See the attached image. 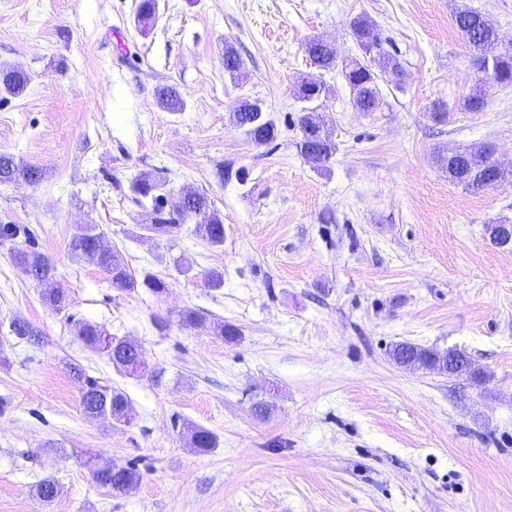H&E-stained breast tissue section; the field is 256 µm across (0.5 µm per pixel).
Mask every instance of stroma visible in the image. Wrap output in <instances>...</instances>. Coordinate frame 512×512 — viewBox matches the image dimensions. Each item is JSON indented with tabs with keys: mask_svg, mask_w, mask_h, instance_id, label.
<instances>
[{
	"mask_svg": "<svg viewBox=\"0 0 512 512\" xmlns=\"http://www.w3.org/2000/svg\"><path fill=\"white\" fill-rule=\"evenodd\" d=\"M138 2L0 0V66L30 76L0 99V153L43 172L0 186V222L34 230L72 298L54 308L0 245V512H512V250L486 232L512 223V183L473 194L435 160L486 144L512 160V88L463 109L478 75L454 24L456 8L478 10L512 50V0H158L145 36ZM359 14L404 67L375 112L305 52L317 36L358 55ZM316 74L336 144L324 170L296 148L295 87ZM163 85L181 111L158 106ZM246 99L275 122L271 143L236 125ZM143 172L167 201L206 193L223 245L190 221L172 238L148 232L131 191ZM82 224L166 292L112 287L71 248ZM211 270L222 288L204 283ZM186 308L206 323L183 327ZM79 321L140 344L145 372L86 348ZM218 322L238 336H215ZM399 342L461 349L483 376L397 365ZM75 365L126 393L130 423L85 416ZM192 426L214 448H190ZM132 460L127 494L94 482L91 465ZM48 476L60 492L45 501L34 485Z\"/></svg>",
	"mask_w": 512,
	"mask_h": 512,
	"instance_id": "obj_1",
	"label": "stroma"
}]
</instances>
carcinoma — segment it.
Masks as SVG:
<instances>
[{
    "instance_id": "1",
    "label": "carcinoma",
    "mask_w": 512,
    "mask_h": 512,
    "mask_svg": "<svg viewBox=\"0 0 512 512\" xmlns=\"http://www.w3.org/2000/svg\"><path fill=\"white\" fill-rule=\"evenodd\" d=\"M156 0H140L136 16L138 24L146 28L155 18ZM455 26L467 45L475 52L473 60L485 67L480 82L484 87H512V52L500 48V36L492 21L479 11L468 7L455 13ZM353 37L362 53L360 58L347 61L336 59V49L327 42L313 39L305 44V52L310 61L319 69L337 71L343 78L353 96L354 106L361 112H375L381 104L378 81L390 76L401 86L403 68L398 58L389 54L382 46L381 38L368 17L361 15L350 22ZM242 60L231 47L224 49V70L231 76L241 73ZM28 74L17 67L0 68V90L18 97L28 87ZM328 94V87L318 78L303 77L298 85L299 99L306 103L299 116L301 133L296 143L300 154L310 163L323 166L334 155L335 143L325 134L318 112L319 102ZM158 103L170 112L182 107V100L173 87L158 90ZM255 103L241 102L235 113L237 125L256 144H268L277 137V127L273 120L257 119L253 115ZM462 106L469 112H481L486 106L485 92L475 89L465 96ZM441 166L448 170L449 179L471 193H479L512 181V166H507L488 149L474 154L468 149L458 150L448 155H439ZM23 180L37 184L42 180V170L28 166L8 153H0V185ZM160 184L145 173L133 182L134 201L138 204L150 199L154 202L152 223L147 230L159 237H171L182 229L185 219H196L193 232L212 246L224 243V220L214 208V202L205 193L192 192L165 209L163 194L159 193ZM10 243L15 257L34 280L45 285L46 299L57 309L64 310L70 300L66 291L54 285L55 267L48 256L36 247L34 231L26 224H0V244ZM72 249L86 262L104 271L115 288L134 289L139 286L160 295L167 289L166 282L146 276L137 281L114 252L104 248L100 234L93 225H83L73 236ZM77 336L93 351L105 354L112 364L128 373H137L144 368L145 362L141 346L129 339H116L93 323H77ZM395 357L401 361L413 360L414 364L428 367L430 357L435 351L425 347L398 343L392 347ZM77 376L83 380L81 404L86 414L93 418H110L116 422H126L132 406L127 396L78 370ZM190 447L206 451L215 444L213 434L202 427L191 429ZM93 480L106 488L114 497H119L140 479V472L133 463L125 466L111 465L97 467L92 472ZM37 495L46 501L55 498L60 486L53 478H45L35 485Z\"/></svg>"
}]
</instances>
